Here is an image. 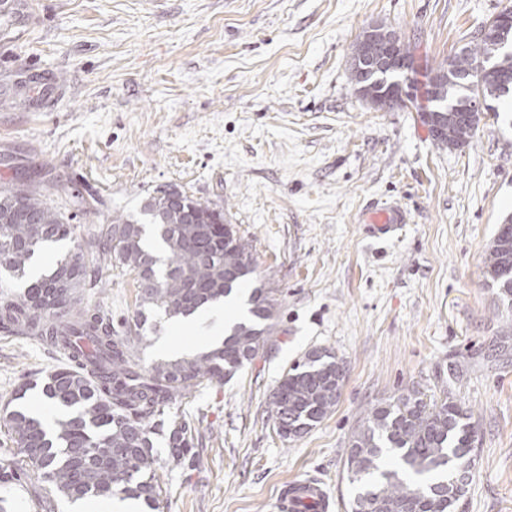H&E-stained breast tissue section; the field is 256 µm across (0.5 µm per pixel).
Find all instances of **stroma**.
Returning a JSON list of instances; mask_svg holds the SVG:
<instances>
[{
    "label": "stroma",
    "mask_w": 512,
    "mask_h": 512,
    "mask_svg": "<svg viewBox=\"0 0 512 512\" xmlns=\"http://www.w3.org/2000/svg\"><path fill=\"white\" fill-rule=\"evenodd\" d=\"M512 0H14L0 10V184L63 185L89 202L76 233L138 215L175 187L223 209L279 312L263 352L171 416L198 432L194 469L157 441V512H278L315 478L345 512V462L368 410L451 395L477 426L464 512H512V312L485 262L512 215V101L467 143L437 146L419 112L377 111L354 91L352 46L381 22L419 73L452 58ZM58 94L31 107L29 73ZM399 204L387 241L363 215ZM83 304L132 320L131 273L103 267ZM341 359L328 415L279 435L270 396L314 349ZM61 354L0 335V407Z\"/></svg>",
    "instance_id": "stroma-1"
}]
</instances>
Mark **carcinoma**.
I'll use <instances>...</instances> for the list:
<instances>
[{
  "label": "carcinoma",
  "instance_id": "cac0c4a2",
  "mask_svg": "<svg viewBox=\"0 0 512 512\" xmlns=\"http://www.w3.org/2000/svg\"><path fill=\"white\" fill-rule=\"evenodd\" d=\"M490 53L472 39L435 73L466 74ZM142 214L163 244L157 258L145 224L116 214L95 227L89 240L75 237L66 212L44 200L36 183L0 186V277L24 283L19 293L0 296V332L28 336L59 351L66 362L19 386L12 400L38 389L46 403L65 410L55 428L24 405L5 404L3 425L13 458H0V487L40 480L35 506L53 512L55 498H136L157 508L154 437L167 439L174 462L195 467V428L185 419H167L177 401L207 383H222L254 359L268 343L278 300L272 289L255 286L249 318L236 323L214 348L189 357L140 363L138 348L148 341L152 315L183 318L200 305L230 296L255 273L250 246L232 229L224 211L184 192L159 190ZM70 239L72 253L48 272L30 275L38 250ZM130 271L138 310L127 335L112 329V316L81 305L86 289L99 283L101 265ZM502 302L512 309V218L498 228L486 263ZM338 358L330 350L289 369L275 389L270 415L285 439L310 431L336 403L342 386ZM475 427L467 412L446 398L426 402L415 394L371 408L352 437L347 470L359 491L350 512H459L466 490L454 477L475 452ZM394 468L383 469V449Z\"/></svg>",
  "mask_w": 512,
  "mask_h": 512
}]
</instances>
